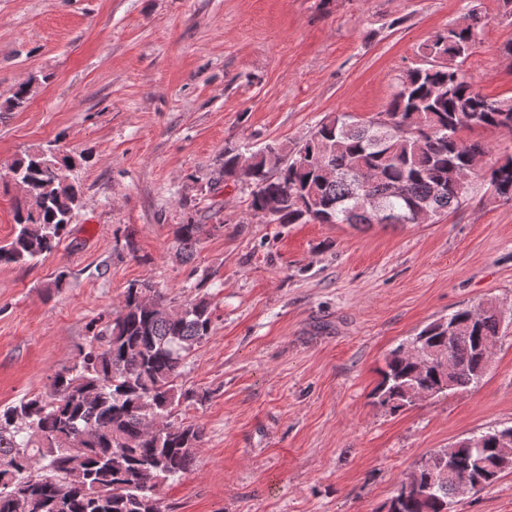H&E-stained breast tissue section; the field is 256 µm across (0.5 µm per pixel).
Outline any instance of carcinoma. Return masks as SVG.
<instances>
[{
  "label": "carcinoma",
  "instance_id": "1",
  "mask_svg": "<svg viewBox=\"0 0 512 512\" xmlns=\"http://www.w3.org/2000/svg\"><path fill=\"white\" fill-rule=\"evenodd\" d=\"M450 26L418 47V60L401 71L385 108L365 120L328 113L309 138L292 148L269 143L244 153L224 146V164L212 184L252 187L249 210L272 224H372L368 201L389 211L395 224H427L459 208L481 177L512 202V154L491 158L489 143L464 139L475 130L512 131V97L490 98L462 69L459 47L476 46L483 24ZM34 96L32 81L17 85L0 112H21ZM75 167L53 145L11 165L27 192L15 197V235L0 247V265L38 262L70 233L81 198L76 178L56 172ZM204 225L189 218L176 227L182 261L197 249ZM129 284L112 320L78 348L77 360L50 379L43 395L0 407V512H162L160 486L192 468L204 428L175 420L174 406L194 394L179 388L185 360L210 336L213 311L206 298L164 314ZM501 311L487 305L435 320L412 339L448 353V369L417 364L392 349L372 392L374 404L394 415L478 384L496 340ZM491 429L429 455L450 457L440 473L419 470L417 490L394 489L393 512H448L459 483L469 477L496 483L502 438Z\"/></svg>",
  "mask_w": 512,
  "mask_h": 512
}]
</instances>
